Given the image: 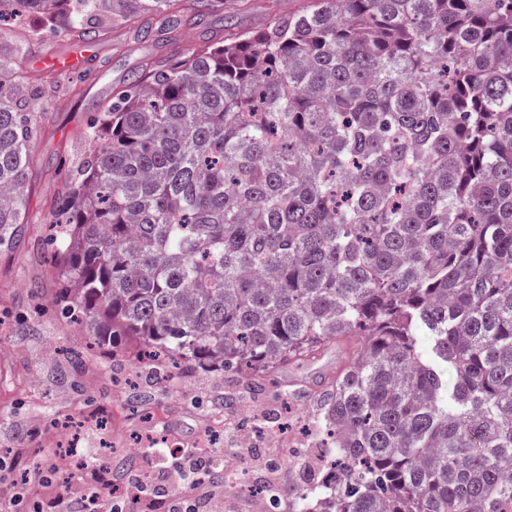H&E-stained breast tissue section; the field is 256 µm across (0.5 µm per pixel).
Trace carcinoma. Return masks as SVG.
I'll return each mask as SVG.
<instances>
[{
    "instance_id": "1",
    "label": "carcinoma",
    "mask_w": 512,
    "mask_h": 512,
    "mask_svg": "<svg viewBox=\"0 0 512 512\" xmlns=\"http://www.w3.org/2000/svg\"><path fill=\"white\" fill-rule=\"evenodd\" d=\"M180 0H0L84 39ZM0 83V245L41 117ZM50 224L94 349L249 381L348 341L294 512H512V0H311L90 115Z\"/></svg>"
}]
</instances>
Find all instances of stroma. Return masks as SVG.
<instances>
[{
  "mask_svg": "<svg viewBox=\"0 0 512 512\" xmlns=\"http://www.w3.org/2000/svg\"><path fill=\"white\" fill-rule=\"evenodd\" d=\"M310 0H221L194 25L170 32L142 14L79 41L64 33L33 35L29 25L0 21V79L24 80L23 109L41 113L26 182L30 222L9 248L0 249V512H14L18 498L40 495L52 512H85L84 500L51 472L67 447L95 462L105 448L125 459L112 471L117 481L148 473L144 492L152 512H168L188 497L198 512L222 504L224 512H252V496L228 495L224 477L242 475L250 488L281 490L311 483L322 456L310 435L312 396L336 371L335 353L286 369L281 375L244 384L221 370L187 372L177 379L142 369L137 347L126 343L109 362L89 353L81 364L67 350L87 347L84 325L54 307L57 274L47 250L53 228L49 210L59 181L84 158L83 129L113 89L150 62L186 53L224 38L228 31H254ZM57 91L43 97L42 88ZM222 433L204 458L200 489L181 479L165 447L175 438L197 448L211 431ZM278 441H270V432ZM40 460L39 488H22L16 474Z\"/></svg>",
  "mask_w": 512,
  "mask_h": 512,
  "instance_id": "obj_1",
  "label": "stroma"
}]
</instances>
